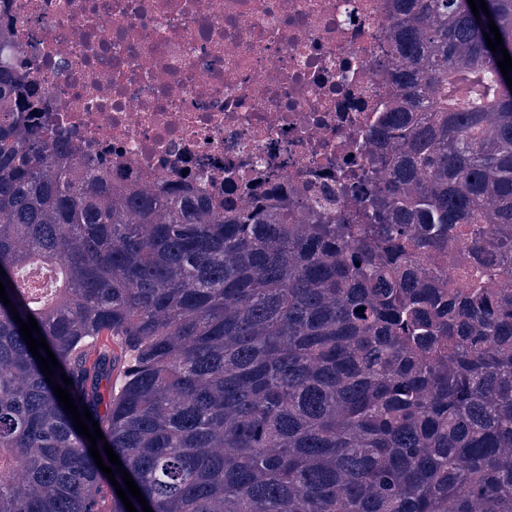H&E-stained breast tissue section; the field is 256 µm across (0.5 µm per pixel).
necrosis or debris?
<instances>
[{"label":"necrosis or debris","mask_w":512,"mask_h":512,"mask_svg":"<svg viewBox=\"0 0 512 512\" xmlns=\"http://www.w3.org/2000/svg\"><path fill=\"white\" fill-rule=\"evenodd\" d=\"M397 0H0V49L49 129L113 185L241 207L271 186L306 214L355 200L363 145L392 94ZM495 258L470 242L441 265L455 288Z\"/></svg>","instance_id":"4bbe7bcc"}]
</instances>
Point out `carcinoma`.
Instances as JSON below:
<instances>
[{"mask_svg":"<svg viewBox=\"0 0 512 512\" xmlns=\"http://www.w3.org/2000/svg\"><path fill=\"white\" fill-rule=\"evenodd\" d=\"M401 92L339 224L112 189L0 68V281L153 512H512V0H398ZM491 223L495 229L485 230ZM24 259L66 270L49 302ZM0 302V512H126ZM440 263L448 270L454 287L466 289L473 274L488 271L491 263L510 267L512 257L503 260L473 246L470 242L458 241L448 247V252L440 258Z\"/></svg>","mask_w":512,"mask_h":512,"instance_id":"carcinoma-1","label":"carcinoma"}]
</instances>
